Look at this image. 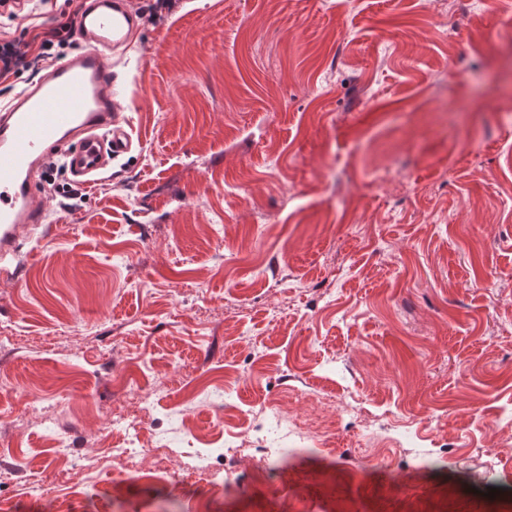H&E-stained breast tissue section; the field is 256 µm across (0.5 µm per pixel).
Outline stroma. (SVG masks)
Listing matches in <instances>:
<instances>
[{
  "mask_svg": "<svg viewBox=\"0 0 512 512\" xmlns=\"http://www.w3.org/2000/svg\"><path fill=\"white\" fill-rule=\"evenodd\" d=\"M8 2L0 45L27 65L0 105L80 46L82 0ZM130 6L131 151L87 187L38 178L48 221L0 265L12 512H512L486 496L512 476V0ZM263 400L308 422L280 479L58 475L61 437L121 439L134 404L172 469L215 466L225 406ZM346 407L372 436L341 431ZM401 412L423 438L388 430Z\"/></svg>",
  "mask_w": 512,
  "mask_h": 512,
  "instance_id": "obj_1",
  "label": "stroma"
}]
</instances>
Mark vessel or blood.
<instances>
[{
  "label": "vessel or blood",
  "instance_id": "vessel-or-blood-1",
  "mask_svg": "<svg viewBox=\"0 0 512 512\" xmlns=\"http://www.w3.org/2000/svg\"><path fill=\"white\" fill-rule=\"evenodd\" d=\"M73 29L82 48L0 107V259L23 228L47 220L35 185L49 160L63 157L73 182L86 185L132 147L110 53L132 44L134 13L125 0H89Z\"/></svg>",
  "mask_w": 512,
  "mask_h": 512
}]
</instances>
